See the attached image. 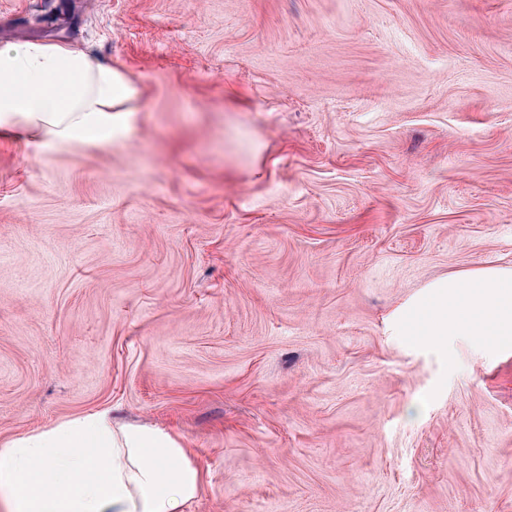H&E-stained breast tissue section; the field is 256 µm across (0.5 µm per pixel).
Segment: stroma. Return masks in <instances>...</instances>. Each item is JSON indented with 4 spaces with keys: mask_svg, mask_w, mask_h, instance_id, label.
Instances as JSON below:
<instances>
[{
    "mask_svg": "<svg viewBox=\"0 0 512 512\" xmlns=\"http://www.w3.org/2000/svg\"><path fill=\"white\" fill-rule=\"evenodd\" d=\"M141 91L121 146L0 138V444L177 434L188 512H512V0H0ZM429 288L435 298L422 299L414 314L424 326L414 329L410 317L402 323L406 336H483L488 324L497 336H512V270H485L456 282L440 281ZM413 314V315H414ZM495 328H485V339L497 341Z\"/></svg>",
    "mask_w": 512,
    "mask_h": 512,
    "instance_id": "35a3bbf8",
    "label": "stroma"
}]
</instances>
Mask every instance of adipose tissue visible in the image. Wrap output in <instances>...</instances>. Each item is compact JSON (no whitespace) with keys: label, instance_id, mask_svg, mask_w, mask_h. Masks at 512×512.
<instances>
[{"label":"adipose tissue","instance_id":"ef3b65f1","mask_svg":"<svg viewBox=\"0 0 512 512\" xmlns=\"http://www.w3.org/2000/svg\"><path fill=\"white\" fill-rule=\"evenodd\" d=\"M140 110V91L120 70L62 44L0 48V133L36 144L120 145ZM424 325L405 335L512 336V270L436 284L415 308ZM202 475L178 436L118 424L108 413L75 418L0 445L7 512H187Z\"/></svg>","mask_w":512,"mask_h":512}]
</instances>
